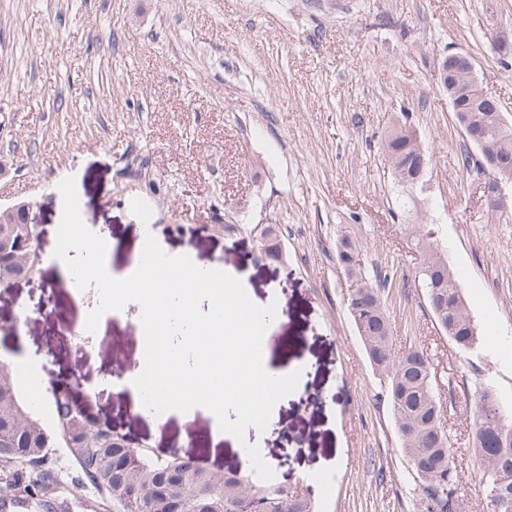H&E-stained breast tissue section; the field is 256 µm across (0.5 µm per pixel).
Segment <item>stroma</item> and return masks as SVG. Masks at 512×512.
Segmentation results:
<instances>
[{
  "mask_svg": "<svg viewBox=\"0 0 512 512\" xmlns=\"http://www.w3.org/2000/svg\"><path fill=\"white\" fill-rule=\"evenodd\" d=\"M472 57L481 86L512 123V0H0V206L36 205L37 274L0 288V356L42 368L27 394L76 381L81 395L134 446L178 452L216 472L246 469L241 448L213 443L204 411L148 421L109 389L139 362L141 309L128 303L87 339L74 326L99 301L75 294L50 260L73 177L81 218L121 273L145 232L195 262L239 277L251 300L282 318L268 350L302 382L272 410L259 442L274 480L314 486L320 512H422L380 382L343 303L336 243L362 241L368 266L391 272L383 298L398 345L437 354L460 463L463 512H483L469 437L476 393L491 387L512 416V206L492 211L476 148L456 124L441 81L452 53ZM407 121L431 160L423 185L393 176L381 142ZM152 216L144 218L142 207ZM431 224L480 329L461 355L429 315L414 281L407 231ZM277 229L276 261L260 233ZM52 510L103 512L66 449L48 451Z\"/></svg>",
  "mask_w": 512,
  "mask_h": 512,
  "instance_id": "stroma-1",
  "label": "stroma"
}]
</instances>
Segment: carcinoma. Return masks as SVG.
Returning <instances> with one entry per match:
<instances>
[{
	"instance_id": "obj_1",
	"label": "carcinoma",
	"mask_w": 512,
	"mask_h": 512,
	"mask_svg": "<svg viewBox=\"0 0 512 512\" xmlns=\"http://www.w3.org/2000/svg\"><path fill=\"white\" fill-rule=\"evenodd\" d=\"M471 59L453 66L452 79H474ZM466 120L481 138L483 155L498 161L499 178L512 181V126L482 103L471 100ZM382 148L400 181L421 174V158H429L416 131L403 122L393 124ZM21 216L0 224V288H9L30 272H38L39 255L31 240L34 224H20ZM413 246L419 257L415 279L423 288L424 302L433 320L460 352L478 349V325L469 313L458 280L445 251L424 224L411 225ZM336 260L358 287L346 289L347 313L379 376L382 392L394 419L398 439L420 491L425 512H462L458 464L451 446L440 401L441 388L430 353L412 344L396 348L394 329L383 300V289L367 273L364 246L343 236ZM72 381L49 384L53 411L45 423L31 404L14 371L0 363V472L14 473L33 460H45L50 448H66L79 472L115 512H318L311 489L300 491L260 481L250 473L216 474L197 461L175 454H158L148 447L124 448L114 433L88 427L80 416ZM507 420L493 390H481L472 413L471 438L480 461L488 512H512V423ZM52 481L48 470L33 473L24 486L29 497L45 495Z\"/></svg>"
}]
</instances>
